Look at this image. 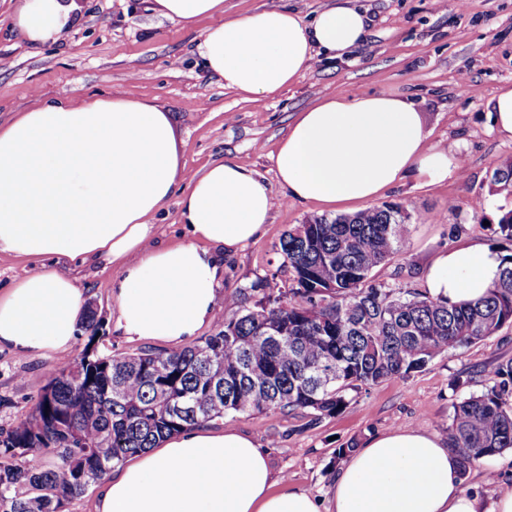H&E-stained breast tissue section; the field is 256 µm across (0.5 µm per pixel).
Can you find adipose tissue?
Instances as JSON below:
<instances>
[{"mask_svg": "<svg viewBox=\"0 0 512 512\" xmlns=\"http://www.w3.org/2000/svg\"><path fill=\"white\" fill-rule=\"evenodd\" d=\"M76 9L75 0H17L13 21L46 44ZM152 9L186 25L210 19L198 55L246 100L292 85L316 54L343 57L366 34L364 14L345 5L309 24L279 7L228 18L224 0H152ZM271 159L286 197L332 210L379 199L413 170L431 182L460 170L459 154L431 144L417 103L345 92L298 112ZM171 202L190 238L159 246L151 218ZM273 208L264 179L237 162L186 177L171 114L150 101L65 94L0 126V253L117 270V327L131 341L191 343L219 298L216 250L230 255L255 240ZM499 266L488 248H451L434 258L425 286L452 304L473 301ZM85 316L76 277L42 268L0 292V348L65 352ZM461 470L445 439L398 427L357 449L322 499L288 489L236 428L194 426L115 466L93 512H512V490L483 502L462 490Z\"/></svg>", "mask_w": 512, "mask_h": 512, "instance_id": "1", "label": "adipose tissue"}]
</instances>
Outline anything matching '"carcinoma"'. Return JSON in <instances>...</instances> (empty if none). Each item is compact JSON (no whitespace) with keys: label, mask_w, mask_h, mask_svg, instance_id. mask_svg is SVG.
Instances as JSON below:
<instances>
[{"label":"carcinoma","mask_w":512,"mask_h":512,"mask_svg":"<svg viewBox=\"0 0 512 512\" xmlns=\"http://www.w3.org/2000/svg\"><path fill=\"white\" fill-rule=\"evenodd\" d=\"M512 196V159L492 175ZM410 212L384 203L314 217L280 243L291 284L265 277L229 300L224 326L176 351L93 346L54 372L32 412L0 431V512H62L128 456L181 430L245 413L337 415L349 392L407 376L512 325V254L484 296L450 304L389 288L373 272L403 247ZM454 405L448 443L463 460L512 448V362ZM45 455L47 463L31 457Z\"/></svg>","instance_id":"cac0c4a2"}]
</instances>
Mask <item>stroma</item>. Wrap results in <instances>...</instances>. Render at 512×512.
Returning <instances> with one entry per match:
<instances>
[{"label": "stroma", "mask_w": 512, "mask_h": 512, "mask_svg": "<svg viewBox=\"0 0 512 512\" xmlns=\"http://www.w3.org/2000/svg\"><path fill=\"white\" fill-rule=\"evenodd\" d=\"M333 2L224 0V13L276 6L309 21ZM349 3L368 18L361 46L336 61L316 55L293 85L246 101L204 69L195 52L210 19L186 26L151 12L147 0H77L78 23L59 41L36 48L13 27L11 0H0V124L65 88L79 100L145 99L172 113L186 176L226 160L263 175L275 206L260 237L225 259L219 293L226 297L272 274L288 281L278 256L281 239L323 213L317 203L285 199L270 158L296 112L317 96L341 91L409 97L425 115L431 143L461 151L466 170L436 183L411 174L386 193L385 202L411 212L412 228L402 251L375 271V282L423 288L435 253L461 244L511 253L512 241L500 235L496 222L512 209V196L493 194L491 178L512 158V139L492 129L489 112L499 88L512 85V0ZM73 273L87 307L97 313L99 350H160V342L130 341L116 332L115 271L86 264ZM89 336L78 329L61 356L0 350V431L31 413L61 361L80 359ZM511 361L512 327L506 326L478 344L449 350L421 371L359 389L340 414L316 420L307 411L251 413L224 423L265 448L274 472L288 476L291 488L323 497L341 465L337 449L396 427L447 436L459 397L484 392L488 369ZM457 380L464 383L458 393L452 390ZM462 488L487 501L511 490L512 450L470 468Z\"/></svg>", "instance_id": "35a3bbf8"}]
</instances>
